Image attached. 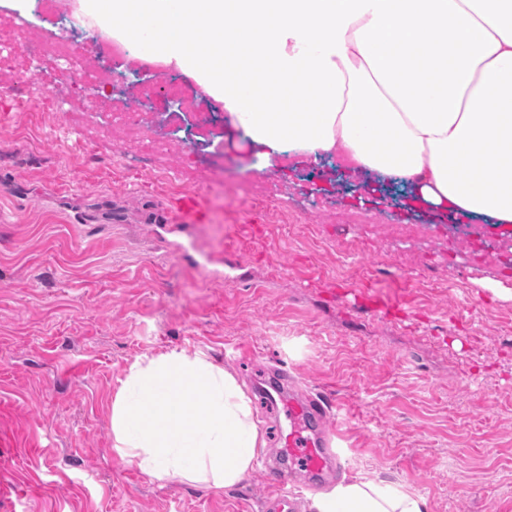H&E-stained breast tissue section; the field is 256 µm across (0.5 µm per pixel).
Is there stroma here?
Segmentation results:
<instances>
[{
  "label": "stroma",
  "mask_w": 512,
  "mask_h": 512,
  "mask_svg": "<svg viewBox=\"0 0 512 512\" xmlns=\"http://www.w3.org/2000/svg\"><path fill=\"white\" fill-rule=\"evenodd\" d=\"M29 32L68 34L0 7L6 47ZM113 68L127 106L171 140L163 165H129L131 144L88 154L65 113L17 108L0 82V512H261L283 417L259 383L276 372L327 402L339 475L404 483L432 512H512V300L494 292L512 289V235L333 159L256 169L228 122L195 137L181 102L140 101L154 72ZM182 167L197 181L171 180ZM253 178L270 201L208 191ZM189 192L206 223L173 213ZM172 350L206 353L252 400L267 447L234 487L152 481L112 450L120 379Z\"/></svg>",
  "instance_id": "stroma-1"
}]
</instances>
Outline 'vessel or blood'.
I'll use <instances>...</instances> for the list:
<instances>
[{
    "label": "vessel or blood",
    "mask_w": 512,
    "mask_h": 512,
    "mask_svg": "<svg viewBox=\"0 0 512 512\" xmlns=\"http://www.w3.org/2000/svg\"><path fill=\"white\" fill-rule=\"evenodd\" d=\"M176 211L182 223L202 224L206 211L201 199L195 195L182 197ZM288 431L283 434V450L288 467H296L316 482L322 481L330 470L333 460L339 459L338 449L333 448L330 439L315 432L314 427L327 413L325 404L318 399L300 401L289 399L285 402ZM288 468L275 469L271 478L276 486L265 503L267 512H293L294 503L287 491Z\"/></svg>",
    "instance_id": "obj_1"
}]
</instances>
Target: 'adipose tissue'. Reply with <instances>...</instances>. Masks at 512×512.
Wrapping results in <instances>:
<instances>
[{"instance_id":"obj_1","label":"adipose tissue","mask_w":512,"mask_h":512,"mask_svg":"<svg viewBox=\"0 0 512 512\" xmlns=\"http://www.w3.org/2000/svg\"><path fill=\"white\" fill-rule=\"evenodd\" d=\"M133 56L193 78L255 150L336 156L412 201L512 224V0H81ZM265 446L237 378L145 354L112 400V449L152 480L240 483ZM311 512H430L360 476Z\"/></svg>"}]
</instances>
